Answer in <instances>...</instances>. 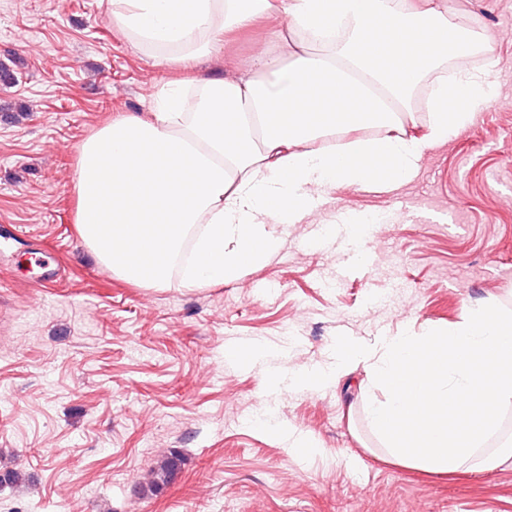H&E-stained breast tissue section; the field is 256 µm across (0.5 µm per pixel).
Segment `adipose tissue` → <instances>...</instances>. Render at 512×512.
Instances as JSON below:
<instances>
[{"label":"adipose tissue","instance_id":"obj_1","mask_svg":"<svg viewBox=\"0 0 512 512\" xmlns=\"http://www.w3.org/2000/svg\"><path fill=\"white\" fill-rule=\"evenodd\" d=\"M108 21L158 64L193 68L262 25L263 47L230 77L168 82L146 112L77 149L72 191L86 246L147 287L238 279L337 183L386 187L497 95L449 60L475 48L444 0H101ZM427 90L429 119L401 118ZM377 128L372 138L356 130Z\"/></svg>","mask_w":512,"mask_h":512}]
</instances>
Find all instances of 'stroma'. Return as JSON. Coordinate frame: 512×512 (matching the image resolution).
<instances>
[{
    "label": "stroma",
    "instance_id": "1",
    "mask_svg": "<svg viewBox=\"0 0 512 512\" xmlns=\"http://www.w3.org/2000/svg\"><path fill=\"white\" fill-rule=\"evenodd\" d=\"M446 2L449 23L487 44L486 110L394 191L338 184L301 223L268 225L275 250L237 280L150 288L83 243L71 180L80 142L145 111L178 70L137 51L98 0H0V472L21 474L0 487V512H512V467L438 476L386 461L368 365L266 389L271 369L333 367L340 334L379 355L471 307L512 310V0ZM259 48L243 39L195 73L233 74ZM350 214L386 225L363 264L338 229ZM249 343V364L226 359ZM290 432L320 454H294ZM171 454L174 480L146 492Z\"/></svg>",
    "mask_w": 512,
    "mask_h": 512
}]
</instances>
